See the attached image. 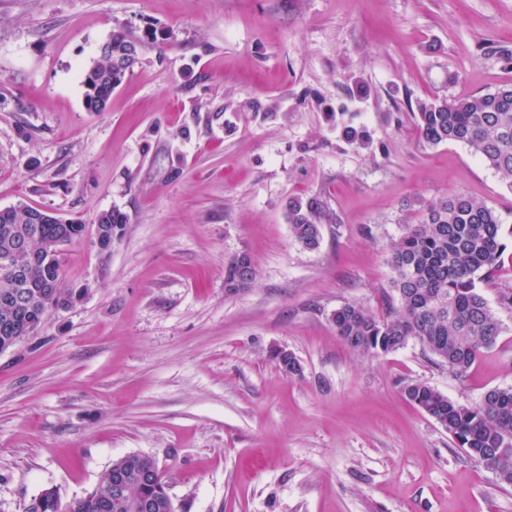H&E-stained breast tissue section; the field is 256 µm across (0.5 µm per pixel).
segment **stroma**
<instances>
[{
    "instance_id": "35a3bbf8",
    "label": "stroma",
    "mask_w": 512,
    "mask_h": 512,
    "mask_svg": "<svg viewBox=\"0 0 512 512\" xmlns=\"http://www.w3.org/2000/svg\"><path fill=\"white\" fill-rule=\"evenodd\" d=\"M118 27L168 38L88 111L83 74ZM506 83L512 0H0V208L86 226L72 303L0 353V512L80 497L132 454L178 512H512V486L402 392L473 406L512 386V311L462 376L415 340L351 350L331 321L388 316L389 248L422 204L486 202L512 255V188L411 114ZM312 195L336 221L309 250L286 203ZM243 253L255 280L228 291ZM128 222V217L126 213L122 212L119 209H112L109 211L102 212L98 217L96 224H100L104 228H107L108 230L112 231V237L116 238L120 232L123 230V227ZM95 239L96 244L99 250L103 248V245L105 244L108 249L112 250V237L109 243H106L105 238H102L105 234V230L102 227H99L95 225ZM251 265V277L249 280L243 281L240 279V267L239 258L236 257L227 265L224 272V286L232 291H238L244 288H248L255 279V268L252 265L251 259L248 258Z\"/></svg>"
}]
</instances>
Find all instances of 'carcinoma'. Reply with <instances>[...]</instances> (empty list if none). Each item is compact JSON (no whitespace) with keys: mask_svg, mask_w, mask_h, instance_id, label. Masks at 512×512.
Here are the masks:
<instances>
[{"mask_svg":"<svg viewBox=\"0 0 512 512\" xmlns=\"http://www.w3.org/2000/svg\"><path fill=\"white\" fill-rule=\"evenodd\" d=\"M110 40L112 53L102 52L84 73V98L92 112L107 109L112 91L144 46L142 39L124 28L113 30ZM413 116L426 143L468 147L512 187V84L480 95L419 101ZM29 209L24 204L0 208V346L8 338L4 323H12L15 336L27 331L35 336L46 317L72 299L62 288V257L49 253V248L82 236L85 225L61 217L28 224ZM417 215V223L406 225L390 246L391 288L399 302L391 318L380 320L361 306L345 304L333 313L332 322L337 336L353 350L389 353L414 339L462 376L502 333L499 318L479 289V284H493L500 277L506 250L502 220L494 208L465 194L431 202ZM287 217L294 239L307 249L318 247L322 225L333 221L316 195L290 199ZM97 223L115 238L128 217L112 209L101 213ZM30 229L34 233L26 240L27 251L44 255L43 264L31 270V286L19 288L9 277L7 261L15 257L18 238ZM251 283L240 279L239 258L230 261L224 286L238 291ZM7 291L24 295L23 310L4 305ZM403 392L448 431L471 459L494 471L501 484L512 486V387L489 390L475 406L457 403L423 382H409ZM116 469L126 474L129 496H151L152 512H177L162 491V480L144 478L155 469V461L143 455L112 462L91 491L69 502V512H131L127 500L112 498ZM58 504H62L58 491L47 488L31 499L24 512H57Z\"/></svg>","mask_w":512,"mask_h":512,"instance_id":"carcinoma-1","label":"carcinoma"}]
</instances>
